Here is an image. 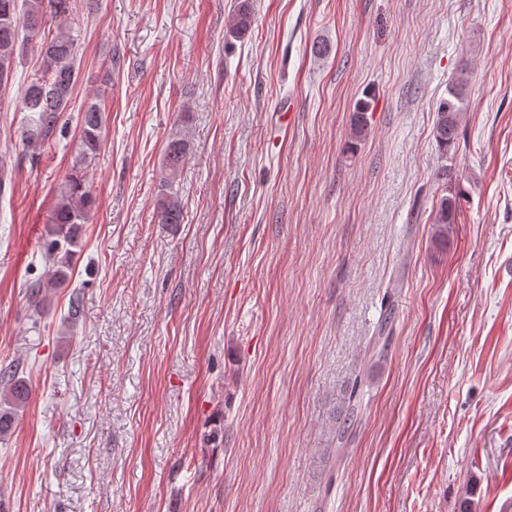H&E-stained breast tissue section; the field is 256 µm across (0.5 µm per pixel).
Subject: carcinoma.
<instances>
[{"label": "carcinoma", "instance_id": "cac0c4a2", "mask_svg": "<svg viewBox=\"0 0 512 512\" xmlns=\"http://www.w3.org/2000/svg\"><path fill=\"white\" fill-rule=\"evenodd\" d=\"M71 0H0V74L15 75L17 61L25 52V40L20 32L39 39L38 48L42 71L24 86L22 109L28 112L27 124L22 130V143L30 151L56 137L67 111L79 73L75 67L77 39L60 32L46 30L48 18H62L69 14ZM252 11L249 0H238L232 25L227 37L240 39L250 30ZM469 78L465 69L448 83V98L440 101L436 109L433 136L438 151L443 155L454 148L461 112L468 103ZM370 102L356 103L351 121V143L358 142L367 126ZM105 111L96 100L89 103L80 118V129L71 172L64 176L56 203L51 211L47 237L41 246V255L51 268L45 281L31 285V296L37 297L45 288L63 285L72 270L75 247L83 225L89 223L95 200L86 189V169L98 155L103 138ZM188 155V144L173 137L166 143L162 166L165 193L158 199L160 223L179 224L182 221L181 200L174 190ZM457 202L453 194L440 198L433 211L432 224L436 227V240L448 244L452 224L456 219ZM360 383H355L345 417L336 430V453L346 451V442L358 421L362 403ZM0 388L4 390L3 402L9 408H0V441L7 439L14 428V408L21 406L28 397L27 386L16 376L10 365L0 367Z\"/></svg>", "mask_w": 512, "mask_h": 512}]
</instances>
